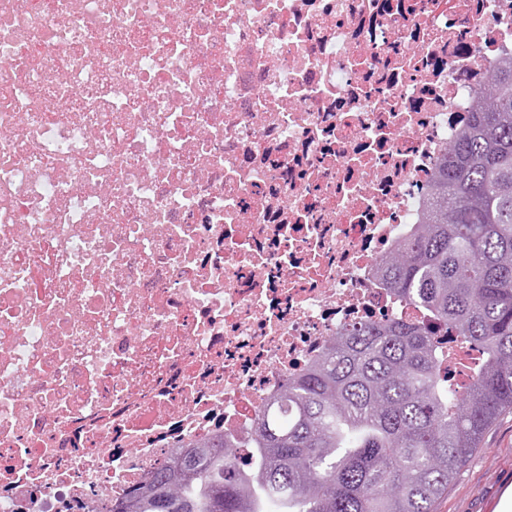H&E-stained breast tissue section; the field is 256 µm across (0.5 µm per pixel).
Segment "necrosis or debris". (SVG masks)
<instances>
[{
	"label": "necrosis or debris",
	"instance_id": "necrosis-or-debris-1",
	"mask_svg": "<svg viewBox=\"0 0 512 512\" xmlns=\"http://www.w3.org/2000/svg\"><path fill=\"white\" fill-rule=\"evenodd\" d=\"M512 0H0V512H112L373 280Z\"/></svg>",
	"mask_w": 512,
	"mask_h": 512
}]
</instances>
